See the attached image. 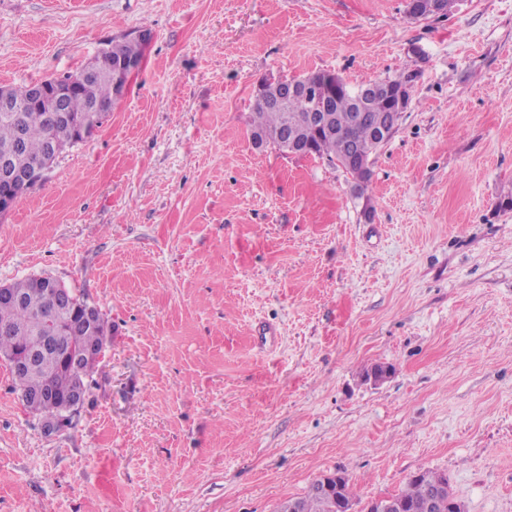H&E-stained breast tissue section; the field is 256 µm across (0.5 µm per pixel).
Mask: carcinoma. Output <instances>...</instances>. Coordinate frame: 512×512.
Listing matches in <instances>:
<instances>
[{
  "mask_svg": "<svg viewBox=\"0 0 512 512\" xmlns=\"http://www.w3.org/2000/svg\"><path fill=\"white\" fill-rule=\"evenodd\" d=\"M453 2L454 0H417L415 10L408 12V16L418 19L430 15H445ZM144 49L145 46L135 39L124 38L116 41L112 58L100 60L101 75L69 97L67 109L72 120L52 123L48 120L47 113L40 110L21 113L25 139L23 150L15 157L14 165L24 166L29 160L45 155L51 142L63 147L76 145L78 131L73 118L88 115V107L93 103H113L109 72L114 61L119 58L140 61L143 59ZM308 78L310 86L319 90L324 96V102L332 106L329 115L332 116L335 131L327 135L304 127L301 138L311 140L314 145L312 154L327 158L350 174L355 180L358 193L363 195L370 182L371 170L367 164L355 167L347 163L349 142H354L366 157L377 150L376 133L380 120L384 119L386 113L394 111L385 87L400 88L407 85V81L401 76H387L360 84V87L366 89L365 103L360 107L350 96L352 85L341 75L314 72ZM260 87L262 94L273 102L283 98L282 83L278 79L265 78L260 82ZM360 111L369 113V122H355V114ZM304 112L305 104L299 100L288 101V106L284 108L253 105L251 139L259 138L272 146L279 143L287 121ZM16 137V124L0 117V150L12 144ZM54 287L56 283L51 276L46 277L41 288L34 287L30 277L8 284L19 303L0 304V325L8 323L15 329L13 333L0 332V357L7 359L25 349L31 343L32 337L41 335L43 329L55 323L59 316L57 302L46 293L47 289ZM70 300L67 321L57 331V335L63 337L66 347L78 356L77 367H71L61 354L49 349L40 353L32 366L24 370H11L14 390L29 396L26 408L47 421L59 415L64 398L77 390L88 391L90 378L98 363L97 355L105 346L109 331L108 321L103 313L96 312V316L88 321L84 319V301L74 294L70 295ZM46 391L52 392L54 397L41 398V394ZM340 482L336 506H331L326 497L309 490L304 496L284 503L280 512H344L343 504L353 502V498L349 478L343 472L340 473ZM443 484L445 481L435 472H416L409 477L406 488L395 494V498L418 507L427 500L433 489Z\"/></svg>",
  "mask_w": 512,
  "mask_h": 512,
  "instance_id": "obj_1",
  "label": "carcinoma"
}]
</instances>
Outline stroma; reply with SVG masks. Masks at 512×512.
<instances>
[{"mask_svg": "<svg viewBox=\"0 0 512 512\" xmlns=\"http://www.w3.org/2000/svg\"><path fill=\"white\" fill-rule=\"evenodd\" d=\"M141 28L126 97L0 216V283L111 326L57 432L0 360V512H277L336 471L360 510L424 469L512 512V0H0V85ZM319 71L410 80L364 197L250 138L262 79ZM415 11H408L406 6V13L414 19L427 17L430 15H446L448 7L453 4L455 0H416Z\"/></svg>", "mask_w": 512, "mask_h": 512, "instance_id": "1", "label": "stroma"}]
</instances>
